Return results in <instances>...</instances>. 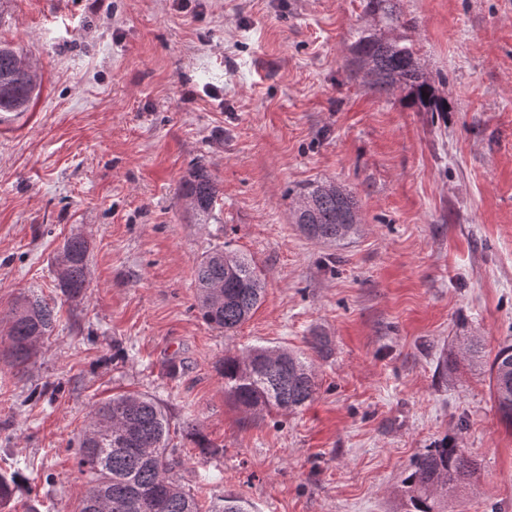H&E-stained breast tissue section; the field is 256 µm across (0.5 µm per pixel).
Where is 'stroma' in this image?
<instances>
[{
    "instance_id": "35a3bbf8",
    "label": "stroma",
    "mask_w": 512,
    "mask_h": 512,
    "mask_svg": "<svg viewBox=\"0 0 512 512\" xmlns=\"http://www.w3.org/2000/svg\"><path fill=\"white\" fill-rule=\"evenodd\" d=\"M52 2L0 0V42L38 83L29 111L0 116V468L28 479L12 512H78L71 446L126 391L161 403L182 480L210 474L209 499L404 512L408 469L446 441L478 465L448 512H512V426L487 371L512 342V0H394L393 30L365 0ZM366 30L412 43L450 112L351 79ZM196 162L222 223L185 217L177 188ZM314 180L357 199L347 242L295 224L287 192ZM74 233L92 279L77 306L54 281ZM223 243L267 273L228 336L193 308L195 263ZM30 294L60 320L20 372L9 314ZM471 338L481 363L460 352ZM254 344L310 357L315 400L255 419L232 406L214 365ZM193 425L220 454H201Z\"/></svg>"
}]
</instances>
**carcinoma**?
<instances>
[{"label": "carcinoma", "mask_w": 512, "mask_h": 512, "mask_svg": "<svg viewBox=\"0 0 512 512\" xmlns=\"http://www.w3.org/2000/svg\"><path fill=\"white\" fill-rule=\"evenodd\" d=\"M366 12L400 22L393 0H366ZM352 65L371 91L400 90L426 112L448 111L437 95L435 78L413 46L399 37L367 32L353 46ZM37 90L22 54L0 44V112L28 111ZM179 198L196 224L221 223L219 187L203 165L180 182ZM359 205L335 183L317 180L298 188L293 217L312 240L337 244L357 231ZM57 288L66 300L80 304L91 286L89 246L80 234L67 238L55 259ZM266 275L244 254L215 245L197 259L195 304L202 320L226 335L233 334L259 308ZM54 308L35 295L21 297L12 309L8 336L14 367H24L39 341L53 330ZM224 380V396L245 413H294L314 400L318 383L312 365L281 347L252 346L224 355L215 365ZM491 392L502 420L512 425V344L502 346L489 366ZM74 455L90 488L81 512H256L254 504L234 494L203 507L181 480L182 461L170 447V424L159 402L144 393H126L93 406ZM477 472L463 449L443 441L413 461L403 486L409 512H448V501ZM26 483L14 467L0 473V512Z\"/></svg>", "instance_id": "carcinoma-1"}]
</instances>
